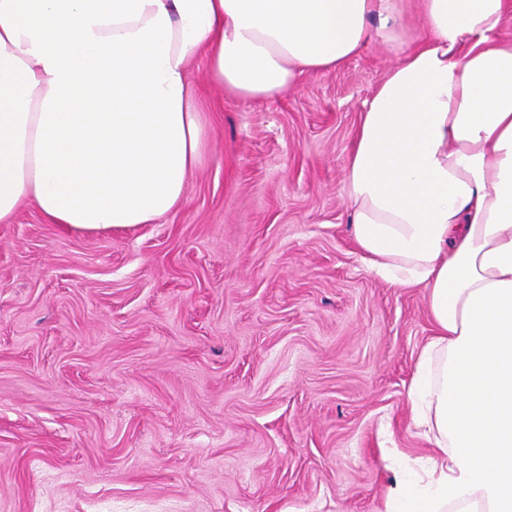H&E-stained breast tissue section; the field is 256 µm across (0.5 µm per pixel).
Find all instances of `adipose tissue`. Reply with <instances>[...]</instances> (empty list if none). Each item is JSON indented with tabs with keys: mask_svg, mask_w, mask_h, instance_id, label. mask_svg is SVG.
Instances as JSON below:
<instances>
[{
	"mask_svg": "<svg viewBox=\"0 0 512 512\" xmlns=\"http://www.w3.org/2000/svg\"><path fill=\"white\" fill-rule=\"evenodd\" d=\"M422 23L409 27L408 6ZM512 0H0V223L76 231L174 210L202 156L188 80L273 99L372 43L393 66L361 114L349 222L369 270L428 291L408 397L433 448L384 512H512Z\"/></svg>",
	"mask_w": 512,
	"mask_h": 512,
	"instance_id": "obj_1",
	"label": "adipose tissue"
}]
</instances>
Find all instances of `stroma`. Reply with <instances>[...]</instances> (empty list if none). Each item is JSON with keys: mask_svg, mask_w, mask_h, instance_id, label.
I'll return each mask as SVG.
<instances>
[{"mask_svg": "<svg viewBox=\"0 0 512 512\" xmlns=\"http://www.w3.org/2000/svg\"><path fill=\"white\" fill-rule=\"evenodd\" d=\"M376 43L273 100L188 71L202 162L153 224H0V512H382L423 288L363 263L346 165Z\"/></svg>", "mask_w": 512, "mask_h": 512, "instance_id": "stroma-1", "label": "stroma"}]
</instances>
